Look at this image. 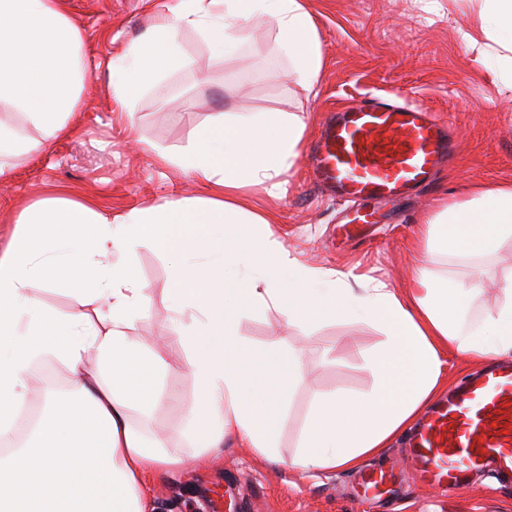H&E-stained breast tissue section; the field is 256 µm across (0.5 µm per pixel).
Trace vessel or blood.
Listing matches in <instances>:
<instances>
[{
    "label": "vessel or blood",
    "instance_id": "vessel-or-blood-1",
    "mask_svg": "<svg viewBox=\"0 0 512 512\" xmlns=\"http://www.w3.org/2000/svg\"><path fill=\"white\" fill-rule=\"evenodd\" d=\"M454 148L449 126L404 93L341 110L323 127L310 159L313 183L356 208L343 231L378 221L369 204L425 186ZM406 458L417 482L444 494L475 472L512 485V362L494 361L433 405L410 433ZM395 479L385 467L364 473L365 495H383Z\"/></svg>",
    "mask_w": 512,
    "mask_h": 512
}]
</instances>
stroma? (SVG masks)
<instances>
[{"instance_id":"1","label":"stroma","mask_w":512,"mask_h":512,"mask_svg":"<svg viewBox=\"0 0 512 512\" xmlns=\"http://www.w3.org/2000/svg\"><path fill=\"white\" fill-rule=\"evenodd\" d=\"M155 3L151 9L145 0H65L85 33L82 105L72 120L73 136L0 178L1 249L12 237L16 211L44 197L88 199L122 214L171 196L201 195L192 179L155 163L152 153L136 148V140L173 153L189 144L211 113L258 117L285 111L305 113L308 147L329 111L372 94L405 90L410 102L457 129L458 148L450 164L415 195L381 206L380 223L367 226L362 236L341 238L337 225L345 204L307 180L301 158L282 175L279 196L257 187L250 203L271 216L274 238L310 267L371 276L399 293L420 270L448 273L476 288L470 317L494 309L496 282L512 275V239L493 255L473 260L424 256L413 247L443 205L479 186L512 185V44L483 19L481 0H305L323 53L320 79L309 94L288 77L289 63L274 34L260 25H252L233 61L214 55L196 32L181 31L177 40L188 65L165 71L160 89L143 92L128 124L115 112L110 63L154 23V9L174 7L178 0ZM133 267L151 298L136 334L162 345L169 364L163 388L178 400L136 422L145 435L166 438L196 402L185 373L188 354L173 337L163 301L171 261L144 248ZM239 334L256 349L291 344L304 350L305 381L281 416L283 458L296 455L316 397L358 396L374 385L365 361L383 339L376 324L319 319L288 327L270 308L243 316ZM143 493L149 512H213L220 498L228 512H512V488L485 476L445 496L419 487L406 474L392 494L371 499L358 493L354 471L302 473L274 466L230 439L217 455L150 474Z\"/></svg>"}]
</instances>
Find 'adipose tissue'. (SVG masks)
Segmentation results:
<instances>
[{
    "instance_id": "ef3b65f1",
    "label": "adipose tissue",
    "mask_w": 512,
    "mask_h": 512,
    "mask_svg": "<svg viewBox=\"0 0 512 512\" xmlns=\"http://www.w3.org/2000/svg\"><path fill=\"white\" fill-rule=\"evenodd\" d=\"M275 35L298 85L312 91L323 67L316 22L303 0H179L117 59L121 78L112 95L123 114L160 85L163 72L187 65L180 30L200 34L213 52L235 57L248 22ZM84 36L63 0H0V177L19 162L72 132L86 81ZM30 134H22V127ZM303 117L276 112L241 120L214 112L177 153H157L160 165L180 170L205 196L162 199L123 214L68 197H49L19 209L16 229L0 249V512H36L44 500L57 512H148L140 489L150 473L183 467L188 458L223 448L225 439L268 463L279 454L280 409L303 377L300 351L253 350L237 334L242 309H277L286 324L316 318L360 319L385 336L367 368L375 379L364 395L317 398L291 466L302 471L352 470L381 453L448 387L444 348L467 359L512 353V276L500 284L494 311L470 319L475 289L421 272L400 298L375 278L302 264L271 238L249 239L245 227L265 223L248 191L269 195L299 155ZM512 238V186H491L443 206L426 224L418 247L434 255L481 257ZM143 248L172 261L164 301L172 330L188 352L187 375L197 391L184 429L186 448L150 439L134 412L165 406L168 364L162 349L135 334L150 302L133 273ZM93 275L91 287L77 279ZM49 288L75 295L60 317L41 301ZM58 361L69 377V406L24 413L42 388L41 365ZM91 415L98 461L65 489L36 481L39 473L70 470L83 440L81 418Z\"/></svg>"
}]
</instances>
